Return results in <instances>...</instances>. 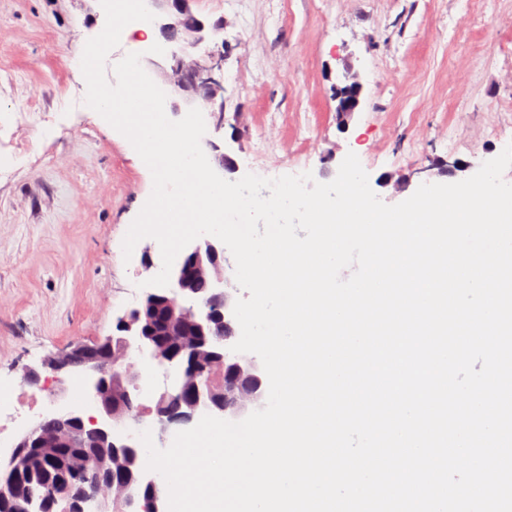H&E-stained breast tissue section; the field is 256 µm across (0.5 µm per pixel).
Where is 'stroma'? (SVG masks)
<instances>
[{
    "instance_id": "obj_1",
    "label": "stroma",
    "mask_w": 512,
    "mask_h": 512,
    "mask_svg": "<svg viewBox=\"0 0 512 512\" xmlns=\"http://www.w3.org/2000/svg\"><path fill=\"white\" fill-rule=\"evenodd\" d=\"M224 25V127L208 137L239 174L332 181L355 153L387 204L466 175L512 143V0H195ZM94 0H0V407L25 370L111 335L142 295L144 251L124 237L149 168L89 111L76 61ZM363 92L347 129L332 91ZM35 104L44 115L25 114Z\"/></svg>"
}]
</instances>
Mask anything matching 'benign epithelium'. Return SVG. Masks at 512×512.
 Segmentation results:
<instances>
[{
    "label": "benign epithelium",
    "mask_w": 512,
    "mask_h": 512,
    "mask_svg": "<svg viewBox=\"0 0 512 512\" xmlns=\"http://www.w3.org/2000/svg\"><path fill=\"white\" fill-rule=\"evenodd\" d=\"M191 2L148 0L149 9L156 15L161 46L165 48V54L148 60V63L159 72L164 69V63L175 60L173 70L177 79L162 87L166 93L165 105L177 113L179 105L174 97L194 103L213 118L218 130L224 125V60L228 48L215 45L199 58L190 53L203 42L215 43L221 32V27L209 26L195 15ZM361 93L362 85L354 77L349 83L336 87L334 100L341 127H348L349 119L360 105ZM206 145L215 152L216 165L222 172L232 174L237 171L234 159L220 151L215 142L208 140ZM200 279L211 285L212 295L206 302L194 295L193 284ZM235 302L234 289L230 288L225 275L224 244L214 236H205L188 244L176 257L168 286L148 288L136 307L118 317L117 335L98 340L96 349L75 343L70 350L48 356L39 365L29 368V382L38 384L45 377L54 383L52 409L35 427L18 438L5 463L0 465V472L12 476V481L0 487V500L10 503L13 512H42L46 497L40 494V489L22 492L18 486L19 478L29 468L27 449L45 446L43 432L49 420L55 422L52 444L56 448L72 447L76 432L88 421L97 439L110 449L109 455L100 458L99 466L112 469V457L124 453L138 477L153 490L150 499L144 503L129 496H119L118 512H166L167 485L158 474L145 469L143 448L132 442L131 436L124 435L123 424L128 419L125 410L139 400L141 383L153 369L161 368L165 378L174 379L173 385L166 384L160 390L158 400L163 402L177 392L188 367H204L206 359L213 355L224 358V340L216 338L204 345L184 343L174 351L163 347L155 353L146 344V326L162 323L170 336H184L188 328L194 336H211L216 310L224 307V316L233 321ZM75 387L83 389L97 404L98 416L87 420L83 409L65 402L67 391ZM206 414L222 419L224 405L197 401L187 412H155L162 436L173 428H187ZM82 479L83 475L69 470L58 477L52 499L63 512H112L110 503L102 496L74 491Z\"/></svg>",
    "instance_id": "benign-epithelium-1"
}]
</instances>
